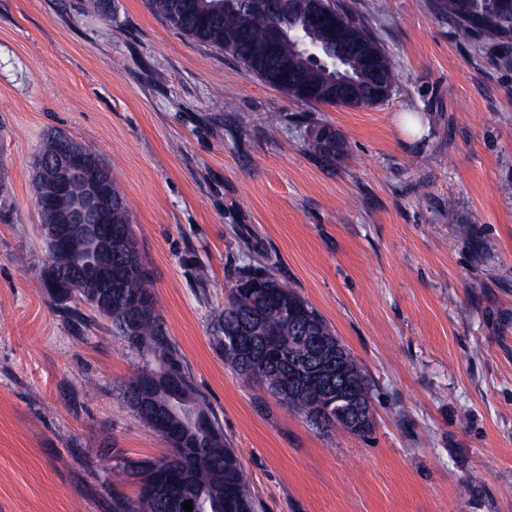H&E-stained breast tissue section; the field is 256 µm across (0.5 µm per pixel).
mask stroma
<instances>
[{"label": "stroma", "instance_id": "obj_1", "mask_svg": "<svg viewBox=\"0 0 512 512\" xmlns=\"http://www.w3.org/2000/svg\"><path fill=\"white\" fill-rule=\"evenodd\" d=\"M339 2L397 68L372 107L295 101L147 0H105L101 16L0 0V512H112L134 493L117 460L168 452L119 395L137 354L35 286L30 170L51 130L111 165L257 512H512V67L487 38L458 42L436 0ZM322 126L348 155L306 152ZM252 268L354 355L370 434L316 430L213 348V312Z\"/></svg>", "mask_w": 512, "mask_h": 512}]
</instances>
